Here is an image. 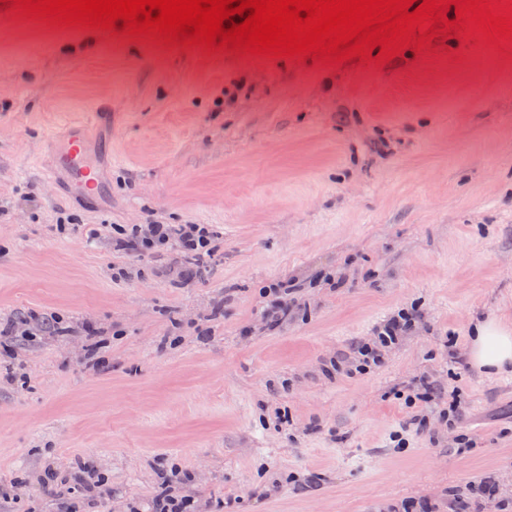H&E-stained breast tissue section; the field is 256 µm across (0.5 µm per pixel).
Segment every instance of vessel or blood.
I'll return each instance as SVG.
<instances>
[{"label": "vessel or blood", "instance_id": "b4317fda", "mask_svg": "<svg viewBox=\"0 0 512 512\" xmlns=\"http://www.w3.org/2000/svg\"><path fill=\"white\" fill-rule=\"evenodd\" d=\"M101 121V113L84 112L66 121L63 134L45 139L54 162L51 177L66 178L70 188L82 195L91 192L101 178L98 162L88 153L92 134Z\"/></svg>", "mask_w": 512, "mask_h": 512}]
</instances>
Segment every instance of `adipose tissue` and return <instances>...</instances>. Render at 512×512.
<instances>
[{"instance_id":"ef3b65f1","label":"adipose tissue","mask_w":512,"mask_h":512,"mask_svg":"<svg viewBox=\"0 0 512 512\" xmlns=\"http://www.w3.org/2000/svg\"><path fill=\"white\" fill-rule=\"evenodd\" d=\"M469 357L476 366L490 373L512 369V324L499 318L476 321Z\"/></svg>"}]
</instances>
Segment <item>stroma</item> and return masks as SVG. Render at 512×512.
<instances>
[{"label": "stroma", "instance_id": "1", "mask_svg": "<svg viewBox=\"0 0 512 512\" xmlns=\"http://www.w3.org/2000/svg\"><path fill=\"white\" fill-rule=\"evenodd\" d=\"M433 43L326 65L0 7V512H59L50 469L78 512H142L171 463L197 512H448L485 475L512 501V375L465 359L473 317H512V60ZM93 109L112 162L87 201L46 184L43 141ZM148 222L217 225L190 284L86 236ZM287 278L302 290L271 331L262 290ZM411 305L422 319L380 368L325 374ZM423 379L433 400L408 407ZM79 461L110 497L70 490Z\"/></svg>", "mask_w": 512, "mask_h": 512}]
</instances>
